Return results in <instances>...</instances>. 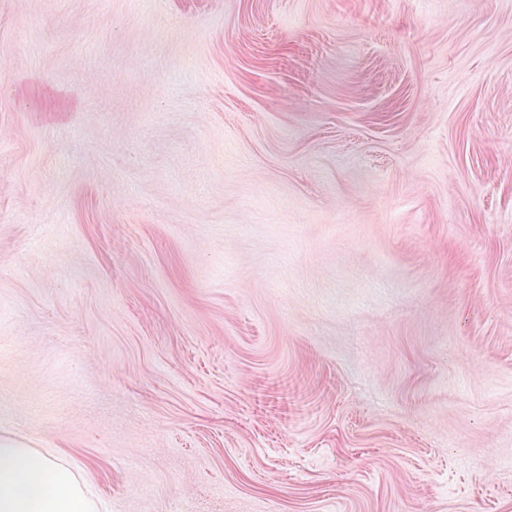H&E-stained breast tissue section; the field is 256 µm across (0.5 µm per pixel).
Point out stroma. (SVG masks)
Segmentation results:
<instances>
[{
  "instance_id": "stroma-1",
  "label": "stroma",
  "mask_w": 512,
  "mask_h": 512,
  "mask_svg": "<svg viewBox=\"0 0 512 512\" xmlns=\"http://www.w3.org/2000/svg\"><path fill=\"white\" fill-rule=\"evenodd\" d=\"M106 512H512V0H0V435Z\"/></svg>"
}]
</instances>
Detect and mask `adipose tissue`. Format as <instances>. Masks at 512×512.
I'll return each instance as SVG.
<instances>
[{"label": "adipose tissue", "instance_id": "adipose-tissue-1", "mask_svg": "<svg viewBox=\"0 0 512 512\" xmlns=\"http://www.w3.org/2000/svg\"><path fill=\"white\" fill-rule=\"evenodd\" d=\"M0 512H98L85 480L54 451L0 436Z\"/></svg>", "mask_w": 512, "mask_h": 512}]
</instances>
